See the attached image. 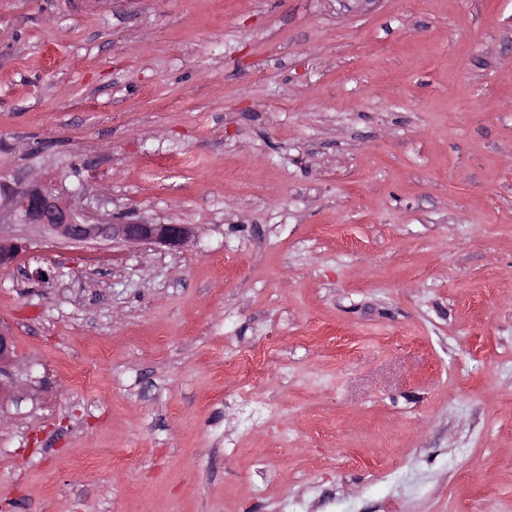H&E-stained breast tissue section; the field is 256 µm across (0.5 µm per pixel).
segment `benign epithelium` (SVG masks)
<instances>
[{
    "mask_svg": "<svg viewBox=\"0 0 512 512\" xmlns=\"http://www.w3.org/2000/svg\"><path fill=\"white\" fill-rule=\"evenodd\" d=\"M28 224L67 243L110 241L114 244L178 249L195 235L190 224L153 223L144 219L103 221L82 212L65 200L52 181L29 173L11 180L0 179V223ZM23 245L0 237V269L12 266ZM12 337L0 329V412L4 403L18 402L26 384L18 379L1 380L11 361Z\"/></svg>",
    "mask_w": 512,
    "mask_h": 512,
    "instance_id": "benign-epithelium-1",
    "label": "benign epithelium"
}]
</instances>
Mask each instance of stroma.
I'll use <instances>...</instances> for the list:
<instances>
[{
  "mask_svg": "<svg viewBox=\"0 0 512 512\" xmlns=\"http://www.w3.org/2000/svg\"><path fill=\"white\" fill-rule=\"evenodd\" d=\"M22 172L196 235L0 224V512H512V0H0ZM12 344V337L0 328V413L6 401L18 402L27 389L26 384L18 379L9 378L7 382L2 380L5 365L11 361Z\"/></svg>",
  "mask_w": 512,
  "mask_h": 512,
  "instance_id": "1",
  "label": "stroma"
}]
</instances>
